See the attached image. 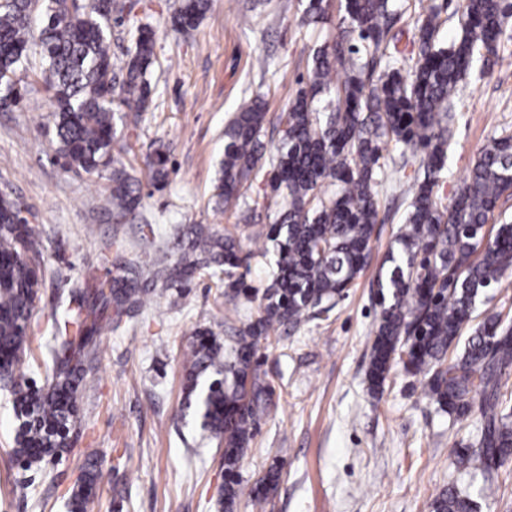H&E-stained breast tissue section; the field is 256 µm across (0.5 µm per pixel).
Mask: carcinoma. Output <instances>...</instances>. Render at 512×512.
Instances as JSON below:
<instances>
[{"instance_id": "1", "label": "carcinoma", "mask_w": 512, "mask_h": 512, "mask_svg": "<svg viewBox=\"0 0 512 512\" xmlns=\"http://www.w3.org/2000/svg\"><path fill=\"white\" fill-rule=\"evenodd\" d=\"M455 4L460 33L440 38L441 13ZM135 0H0V105L19 106L26 78L42 80L50 94L51 147L68 170L89 176L110 172L101 210L120 224L135 216L142 193L114 153L121 113L145 112L152 97L155 33L140 24L121 66L112 63V15L131 14ZM209 0H179L177 30L193 28ZM410 12V0H345L333 43L316 50L306 86L277 116L278 141L267 143L265 100L241 104L224 127V160L216 203L239 204L252 179L270 167L271 192L284 203L268 230L246 206L233 229L218 235L197 224L177 258L150 256L142 272L123 266L110 281L88 275L71 290L54 318L52 366L41 386L15 392L22 422L13 455L39 465L63 451L77 428V390L101 321L118 323L146 307L148 296L189 282L197 273L224 275V300L233 310L256 299L245 283L251 260L271 257L270 280L259 311L221 344L207 330L184 354L185 408L203 434L224 439V503L243 494L262 502L275 489L272 469L246 489L239 462L273 393L261 375L260 341L284 327L298 329L330 311L371 260L378 223V190L401 158L419 166L409 181L405 223L380 264L373 287L379 319L371 347L368 384L380 391L400 369L424 382L425 397L455 419L480 413V434L457 449V463L477 462L482 492L497 487L499 469L512 460V394L503 392L512 366V319L479 318L477 304L512 277V222L491 224L498 203L512 195V133L504 130L478 153L450 200L439 193L451 149L449 122L462 81L483 75V64L512 59V0H444ZM416 30L405 52L396 26ZM167 155L147 159L153 185L167 182ZM255 248L243 250L240 228ZM40 230L20 219L0 196V380L12 382L24 361L30 313L42 277L26 253ZM470 330L462 352L448 350ZM96 484L85 471L69 497L70 512H87ZM434 512H477V502L456 488L442 491Z\"/></svg>"}]
</instances>
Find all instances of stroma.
I'll return each mask as SVG.
<instances>
[{
	"label": "stroma",
	"mask_w": 512,
	"mask_h": 512,
	"mask_svg": "<svg viewBox=\"0 0 512 512\" xmlns=\"http://www.w3.org/2000/svg\"><path fill=\"white\" fill-rule=\"evenodd\" d=\"M176 0H140L135 18L113 26L111 52L122 59L138 23L155 30L153 102L144 122L117 125L123 161L141 184L136 219L108 224L99 200L106 179L63 170L51 159L50 111L41 83L29 81L23 109L0 110V190L40 225L27 254L44 275L28 332L26 381L43 383L53 320L88 266L112 279L119 265L139 259L141 227L175 250L194 224L223 232L230 220L213 197L224 153V127L238 105L263 95L269 114L283 112L314 51L332 38L339 0L323 20L304 25L308 0H212L198 25L171 28ZM268 72H260L258 58ZM450 123L454 151L440 187L452 197L479 149L512 129V64L491 63L482 79H466ZM168 149V183L155 190L145 158ZM398 179V178H397ZM396 178L379 188L373 260L381 262L406 207ZM376 270L368 268L329 316L286 331L258 351L274 387L269 408L239 463L250 486L279 466L276 491L263 505L241 497L233 512H432L449 486L469 494L479 512H512V462L500 468L487 497L477 471H463L455 450L476 439L480 416L455 420L424 396L420 378L391 375L371 396L367 370L379 309ZM224 284L200 272L187 287L155 297L151 308L96 337L85 363L89 385L78 389L80 431L59 461L29 467L11 451L19 421L11 390L0 386V512H68L71 488L95 468L96 495L88 512H222L224 444L202 437L184 402L182 360L197 330L227 340L241 321L224 319Z\"/></svg>",
	"instance_id": "obj_1"
}]
</instances>
